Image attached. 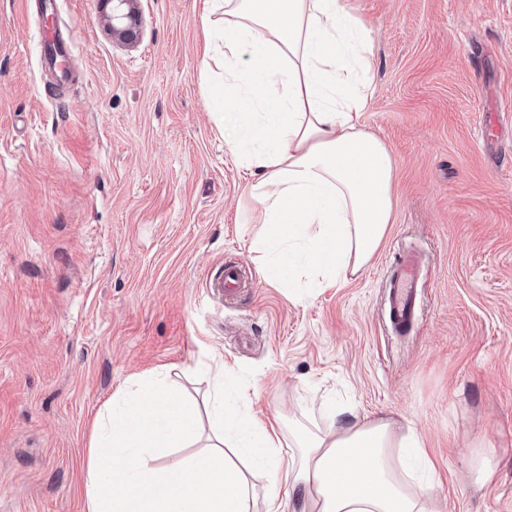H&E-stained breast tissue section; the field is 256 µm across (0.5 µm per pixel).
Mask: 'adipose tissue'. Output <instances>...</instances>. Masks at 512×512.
Here are the masks:
<instances>
[{"label": "adipose tissue", "instance_id": "obj_1", "mask_svg": "<svg viewBox=\"0 0 512 512\" xmlns=\"http://www.w3.org/2000/svg\"><path fill=\"white\" fill-rule=\"evenodd\" d=\"M208 26L224 57L219 108L250 124L226 138L249 170L262 213L254 240L268 282L289 294L332 288L364 270L391 222L395 169L386 146L359 128L372 43L344 0H214ZM215 426L202 440L196 408L160 384L127 388L101 412L83 474L86 512H252L245 469L266 472L265 512H439L415 433L376 418L297 427L298 455L241 412L216 362ZM196 448L163 464L161 448Z\"/></svg>", "mask_w": 512, "mask_h": 512}]
</instances>
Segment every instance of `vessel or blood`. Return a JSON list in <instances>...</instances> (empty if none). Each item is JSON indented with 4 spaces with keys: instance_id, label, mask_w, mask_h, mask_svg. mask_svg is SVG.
Wrapping results in <instances>:
<instances>
[{
    "instance_id": "b4317fda",
    "label": "vessel or blood",
    "mask_w": 512,
    "mask_h": 512,
    "mask_svg": "<svg viewBox=\"0 0 512 512\" xmlns=\"http://www.w3.org/2000/svg\"><path fill=\"white\" fill-rule=\"evenodd\" d=\"M421 256L418 252L405 249L395 253L389 267L388 276V303L392 327L399 332L407 331L414 321L416 308L415 288ZM247 280V273L243 266L228 262L222 271L210 278L209 286L220 296L236 297Z\"/></svg>"
}]
</instances>
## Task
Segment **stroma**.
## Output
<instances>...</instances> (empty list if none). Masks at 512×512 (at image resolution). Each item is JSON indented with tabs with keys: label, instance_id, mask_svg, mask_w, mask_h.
<instances>
[{
	"label": "stroma",
	"instance_id": "35a3bbf8",
	"mask_svg": "<svg viewBox=\"0 0 512 512\" xmlns=\"http://www.w3.org/2000/svg\"><path fill=\"white\" fill-rule=\"evenodd\" d=\"M37 3L0 0V512H86L104 404L163 375L206 409L219 359L258 421L319 422L310 401L332 393L420 436L447 512H512V0H345L374 39L360 123L392 157L395 208L362 273L299 299L266 283L242 221L211 0H141L132 48L99 0ZM44 25L72 37L52 67ZM404 247L422 270L400 335L385 276ZM229 261L248 273L232 300L205 286Z\"/></svg>",
	"mask_w": 512,
	"mask_h": 512
}]
</instances>
